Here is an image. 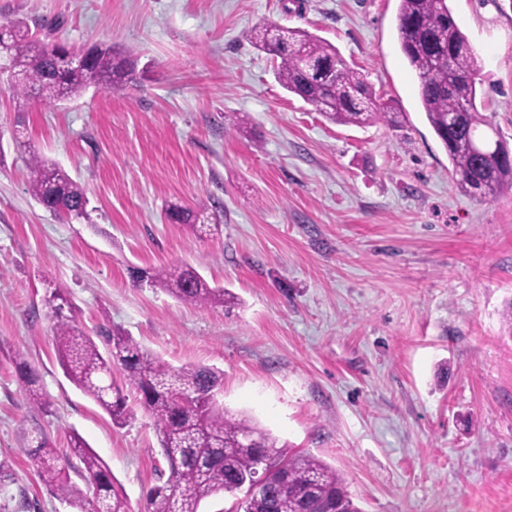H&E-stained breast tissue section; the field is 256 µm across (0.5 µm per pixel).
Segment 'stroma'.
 I'll list each match as a JSON object with an SVG mask.
<instances>
[{
	"label": "stroma",
	"mask_w": 512,
	"mask_h": 512,
	"mask_svg": "<svg viewBox=\"0 0 512 512\" xmlns=\"http://www.w3.org/2000/svg\"><path fill=\"white\" fill-rule=\"evenodd\" d=\"M399 0H0L38 38L131 53L140 86L41 106L0 81V493L69 512L25 454L80 435L131 512L168 476L154 422L110 417L64 376L45 304L124 330L164 364L222 372L219 402L343 477L362 512H512V189L461 193L420 105ZM482 59L479 112L512 144V0H448ZM336 46L405 123L327 121L256 50L260 24ZM245 126H238V118ZM89 199L61 220L31 153ZM222 204L218 234L164 221ZM187 263L230 306L199 308L129 270ZM37 369L30 404L15 360Z\"/></svg>",
	"instance_id": "35a3bbf8"
}]
</instances>
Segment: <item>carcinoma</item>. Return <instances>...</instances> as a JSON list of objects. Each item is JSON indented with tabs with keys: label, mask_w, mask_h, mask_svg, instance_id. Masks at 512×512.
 I'll list each match as a JSON object with an SVG mask.
<instances>
[{
	"label": "carcinoma",
	"mask_w": 512,
	"mask_h": 512,
	"mask_svg": "<svg viewBox=\"0 0 512 512\" xmlns=\"http://www.w3.org/2000/svg\"><path fill=\"white\" fill-rule=\"evenodd\" d=\"M4 31L11 41L18 95L27 97L35 90L41 103L52 104L94 85L122 92L137 81L134 61L113 54L110 47L92 48L87 66L69 69L59 54L65 45L33 38L25 21H6ZM288 32V41L279 42L269 28H262L254 32L252 43L278 62V78L289 93L315 106L332 123L403 122L404 115L390 103L373 98L364 76L347 65L334 45L299 28ZM397 35L418 78L426 119L448 152L457 187L472 198L496 197L504 186H512V150L495 129V140L484 154L474 149L475 142L488 139L479 131L485 121L476 105L481 60L448 0H399ZM28 164L30 190L46 209L61 219L85 214L86 192L65 170L36 155ZM223 217L219 207L209 213L177 204L163 214L193 228L200 238L215 234ZM134 283L162 288L193 306L235 301L228 290L210 286L187 264L140 268ZM45 302L54 317L58 361L68 379L117 427L132 416L126 387L136 391L140 406L154 419L169 477L149 491L146 512H200L205 499L249 487L261 468L267 473L268 489L259 497L244 496L237 503L239 512H361L336 469L308 452L287 450L250 419L232 416L209 399L222 386L217 371L165 365L119 329L103 332V353L64 314V309H72L66 289H53ZM114 363L124 370L121 383L107 382ZM32 442L35 446L26 452L37 463L43 484L73 512H128L112 471L81 437H71V448L82 464L78 473L87 485L85 492L71 481V463L59 456L46 436Z\"/></svg>",
	"instance_id": "carcinoma-1"
}]
</instances>
